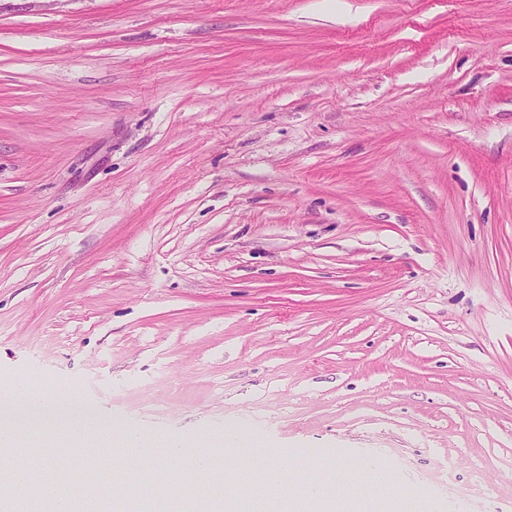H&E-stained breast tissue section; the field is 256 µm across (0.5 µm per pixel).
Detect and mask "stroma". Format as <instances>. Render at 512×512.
I'll return each instance as SVG.
<instances>
[{
	"label": "stroma",
	"instance_id": "1",
	"mask_svg": "<svg viewBox=\"0 0 512 512\" xmlns=\"http://www.w3.org/2000/svg\"><path fill=\"white\" fill-rule=\"evenodd\" d=\"M31 377L146 437H80L137 479L97 512L166 468L210 512H512V0H0V392Z\"/></svg>",
	"mask_w": 512,
	"mask_h": 512
}]
</instances>
